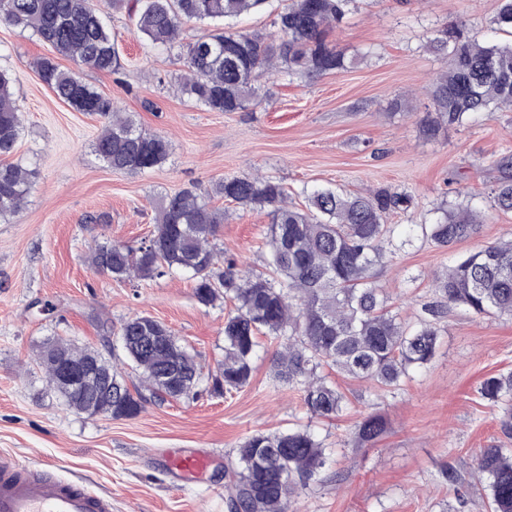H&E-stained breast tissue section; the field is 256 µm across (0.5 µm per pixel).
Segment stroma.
<instances>
[{
	"label": "stroma",
	"instance_id": "obj_1",
	"mask_svg": "<svg viewBox=\"0 0 512 512\" xmlns=\"http://www.w3.org/2000/svg\"><path fill=\"white\" fill-rule=\"evenodd\" d=\"M92 5L112 29L119 74L76 66L31 30L0 26V69L13 74L22 106L11 160L36 172L24 209L0 220V456L51 467L61 480L111 496L112 512H227L224 468L235 463L240 444L303 427L332 453L327 478L296 490L294 512H487L477 491L458 503L439 470L449 461L470 476L476 449L502 439L500 409L481 399L478 388L489 375L512 369V319L449 309L435 358L393 392L328 371L348 404L337 418L317 419L300 392L275 383L276 345L266 337L249 384L212 392L228 309L200 304L188 274L119 282L94 272L88 257L106 241L138 247L153 233L164 195L189 187L210 194L231 175L279 179L298 206L306 187L403 190L415 206L390 216L397 248L377 281L400 317L415 323L434 297L436 272L512 236V213L498 211L491 199L502 176L496 162L512 150V112L446 125L433 137L419 124L433 109L427 86L448 69L429 40L457 24L488 37L498 0H353L329 39L355 65L294 82L260 76L263 100L245 112H211L177 93V56L146 48L127 10L108 0ZM49 56L112 98L143 131L167 138L166 161L143 174L106 167L93 149L98 117L73 110L41 81L37 63ZM460 188L482 217L470 237L443 249L406 233V225L432 223L436 208ZM212 203L224 211L219 248L239 268L263 270L267 210L220 197ZM138 313L163 322L195 355L203 376L197 396L147 404L132 419L67 410L47 390L36 352L57 338L102 347L114 325ZM375 413L388 430L361 446L355 427ZM167 448L209 450L207 484L175 485L157 464Z\"/></svg>",
	"mask_w": 512,
	"mask_h": 512
}]
</instances>
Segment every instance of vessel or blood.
Here are the masks:
<instances>
[{
    "instance_id": "b4317fda",
    "label": "vessel or blood",
    "mask_w": 512,
    "mask_h": 512,
    "mask_svg": "<svg viewBox=\"0 0 512 512\" xmlns=\"http://www.w3.org/2000/svg\"><path fill=\"white\" fill-rule=\"evenodd\" d=\"M212 457L201 448L166 453L161 467L185 483L202 481ZM0 512H112V500L91 493L78 482H65L49 473L28 477L22 466L0 457Z\"/></svg>"
}]
</instances>
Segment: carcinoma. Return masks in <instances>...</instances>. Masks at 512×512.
Returning <instances> with one entry per match:
<instances>
[{
  "mask_svg": "<svg viewBox=\"0 0 512 512\" xmlns=\"http://www.w3.org/2000/svg\"><path fill=\"white\" fill-rule=\"evenodd\" d=\"M268 0H112L127 5L140 37L150 45L177 49L184 76L182 95L211 112H242L260 101L254 81L265 72L293 79H314L347 67L345 55L328 40L342 23L353 0H288L277 15L278 36L262 37L238 29L232 20L264 8ZM224 21L194 42L181 43V24L188 20ZM0 23L29 28L57 54L101 74L121 65L112 34L89 0H0ZM491 31L512 36V0H500ZM429 48L449 61L448 72L430 88L435 113L421 120L424 134L437 135L442 124L460 125L474 115L493 114L512 106V41L480 40L465 27L441 31ZM42 81L77 112L102 120L96 155L113 171L145 173L162 164L169 141L147 135L130 115L116 112L112 99L94 89L52 58L39 62ZM12 79L0 71V158L17 148L21 106L11 91ZM34 173L15 163L0 162V219L24 206ZM305 208L288 202L281 183L263 176L226 177L213 194L241 206L268 209L265 272L240 271L216 247L224 211L211 196L186 188L163 197L152 236L136 249L104 242L91 249L94 271L116 281L148 280L171 270L190 275L195 296L204 306L230 303L224 320V363L213 388L227 393L250 382L258 334L279 342L273 359L274 378L302 393L314 418L333 419L346 397L317 370L328 366L357 381L397 389L435 357L440 325L452 307L476 316H512V241L482 247L453 262L434 280L435 299L423 304L409 325L392 311L389 295L376 284L386 260L394 227L391 214L414 206L411 194L379 188L353 194L317 186L304 190ZM461 201L438 209L423 235L447 248L474 233L475 218ZM495 208L512 213V178L493 189ZM136 314L120 323L118 336L127 359L139 371V383L128 386L122 368L93 346L61 339L45 344L38 365L46 387L67 408L93 417L96 406L112 398V418L138 416L149 403L192 398L201 383L194 355L171 339L161 321ZM80 363L91 359L112 373V391L93 385L66 391L55 386L56 359ZM482 399L501 407L500 428L512 438V371L484 379ZM386 431L380 415L356 426L362 445ZM327 448L308 429L256 434L237 449V462L225 485L228 512H293L295 488L323 478ZM477 467L491 512H512V448H481ZM440 478L460 503L469 485L457 467L444 462Z\"/></svg>",
  "mask_w": 512,
  "mask_h": 512,
  "instance_id": "1",
  "label": "carcinoma"
}]
</instances>
